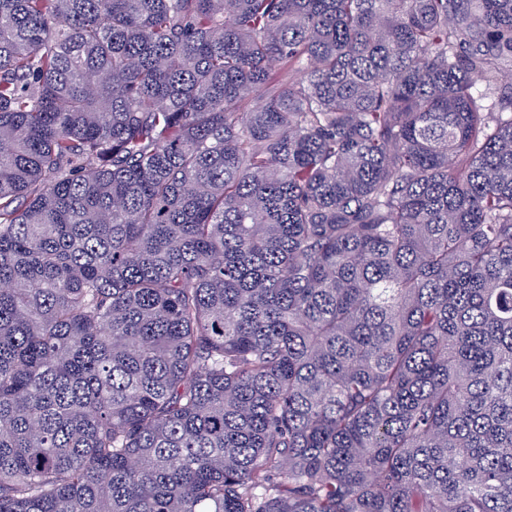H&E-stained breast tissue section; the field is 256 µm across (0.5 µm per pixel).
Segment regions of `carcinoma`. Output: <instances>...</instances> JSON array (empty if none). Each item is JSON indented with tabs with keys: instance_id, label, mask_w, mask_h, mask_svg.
<instances>
[{
	"instance_id": "cac0c4a2",
	"label": "carcinoma",
	"mask_w": 512,
	"mask_h": 512,
	"mask_svg": "<svg viewBox=\"0 0 512 512\" xmlns=\"http://www.w3.org/2000/svg\"><path fill=\"white\" fill-rule=\"evenodd\" d=\"M512 0H0V512H512Z\"/></svg>"
}]
</instances>
